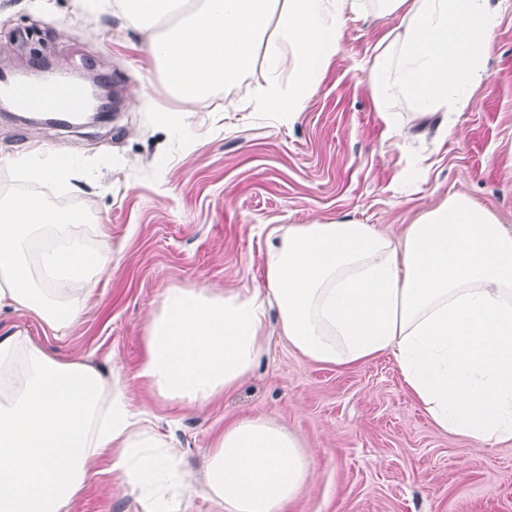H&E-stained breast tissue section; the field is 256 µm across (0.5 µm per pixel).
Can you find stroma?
<instances>
[{
    "label": "stroma",
    "mask_w": 512,
    "mask_h": 512,
    "mask_svg": "<svg viewBox=\"0 0 512 512\" xmlns=\"http://www.w3.org/2000/svg\"><path fill=\"white\" fill-rule=\"evenodd\" d=\"M399 16L350 15L342 53L292 122L260 106L267 62L256 52L233 85L189 113L185 149L159 112L178 102L117 12L90 15L76 0H0V62L31 65L30 41L46 45L53 70L108 74L124 97L114 118L86 129L20 125L0 115V156L59 151L79 163L65 182H34L0 166V199L28 194L59 208L80 205L106 225L118 261L102 273L86 312L65 333L38 318L0 312V336L21 330L54 357L119 368L136 408L160 435H174L191 475L185 512H217L204 461L226 424L264 416L301 442L308 478L286 512H512V445L439 431L391 356L353 367L309 361L279 334L233 392L197 408L156 397L138 378L143 334L165 287L221 292L264 284L272 228L351 220L395 236L455 193L468 195L512 232V0H500L487 76L468 106L412 119L396 140L367 80V64ZM69 512H142L109 460L89 473Z\"/></svg>",
    "instance_id": "1"
}]
</instances>
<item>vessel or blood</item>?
Here are the masks:
<instances>
[{
	"mask_svg": "<svg viewBox=\"0 0 512 512\" xmlns=\"http://www.w3.org/2000/svg\"><path fill=\"white\" fill-rule=\"evenodd\" d=\"M10 99L16 107H39L47 111L78 112L85 107L84 95L56 76H47L38 90H30L10 77L0 78V98Z\"/></svg>",
	"mask_w": 512,
	"mask_h": 512,
	"instance_id": "obj_1",
	"label": "vessel or blood"
}]
</instances>
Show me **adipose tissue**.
<instances>
[{
  "mask_svg": "<svg viewBox=\"0 0 512 512\" xmlns=\"http://www.w3.org/2000/svg\"><path fill=\"white\" fill-rule=\"evenodd\" d=\"M358 0H114L141 32L180 102L168 123L234 84L256 48L268 62L255 96L293 120L341 54ZM400 14L373 57L380 111L410 98L418 116L466 108L485 75L498 15L491 0H375ZM291 77H283L284 64ZM29 179L69 178L76 162L46 152L6 160ZM102 225L16 196L0 205V310L64 331L112 261ZM265 285L224 294L167 288L145 327L138 376L162 400L203 406L254 369L276 310L282 336L309 360L341 367L392 354L442 431L512 442V234L455 194L393 240L369 224H291L269 234ZM112 470L143 512H180L188 488L174 441L131 408L119 369L59 360L17 331L0 337V512H67L90 469ZM310 471L298 439L263 417L224 428L204 478L221 512H285Z\"/></svg>",
  "mask_w": 512,
  "mask_h": 512,
  "instance_id": "adipose-tissue-1",
  "label": "adipose tissue"
}]
</instances>
